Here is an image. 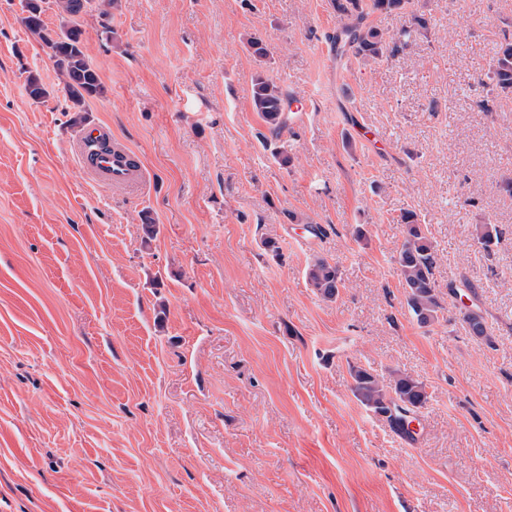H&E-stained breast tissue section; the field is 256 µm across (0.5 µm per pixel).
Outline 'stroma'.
<instances>
[{
  "instance_id": "stroma-1",
  "label": "stroma",
  "mask_w": 512,
  "mask_h": 512,
  "mask_svg": "<svg viewBox=\"0 0 512 512\" xmlns=\"http://www.w3.org/2000/svg\"><path fill=\"white\" fill-rule=\"evenodd\" d=\"M413 3L428 33L380 63L330 53L332 0L96 6L104 93L72 112L0 0V512H512V94L477 85L512 0ZM260 75L312 104L276 136ZM91 123L135 152L140 190L80 170ZM407 211L438 255L428 326L398 272ZM355 368L423 383L411 438ZM308 277L311 285L326 299H333L343 286L337 263L319 259L309 267Z\"/></svg>"
}]
</instances>
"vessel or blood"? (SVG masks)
<instances>
[{
	"label": "vessel or blood",
	"mask_w": 512,
	"mask_h": 512,
	"mask_svg": "<svg viewBox=\"0 0 512 512\" xmlns=\"http://www.w3.org/2000/svg\"><path fill=\"white\" fill-rule=\"evenodd\" d=\"M74 151L80 168L113 190L135 191L145 183L142 167L129 148L113 142L107 126L94 123L82 128Z\"/></svg>",
	"instance_id": "vessel-or-blood-1"
}]
</instances>
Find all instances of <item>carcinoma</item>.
I'll use <instances>...</instances> for the list:
<instances>
[{"label":"carcinoma","mask_w":512,"mask_h":512,"mask_svg":"<svg viewBox=\"0 0 512 512\" xmlns=\"http://www.w3.org/2000/svg\"><path fill=\"white\" fill-rule=\"evenodd\" d=\"M34 1L44 3V0H21L22 11L26 13L22 22L52 51L68 108L72 112H81L88 99L104 93L98 73L83 51L79 17L88 0H53L58 13L65 19L57 31L44 24V9L32 6ZM405 4L406 0H370L367 5L363 0H332L334 10L344 20L336 34L340 51L372 62L402 51L408 45L411 33L429 29L430 18L425 13L412 14L410 27L392 36L364 24V18L367 9L391 12L404 8ZM481 84L503 94L512 93L511 43L500 48L488 70V80ZM284 101L280 86L262 76L256 79L252 89L253 108L275 133L288 124V115L283 112ZM402 223L404 239L398 265L401 283L406 290V304L420 324L428 325L438 319L442 309L434 277L437 255L425 225L419 223L413 213L403 215ZM308 277L313 288L326 299L335 298L339 288L343 287L338 264L325 259H319L309 267ZM352 377L357 399L375 414L386 418L393 429L410 435L408 414L422 407L427 400L422 382L402 374L386 382L362 368L352 369Z\"/></svg>","instance_id":"1"}]
</instances>
